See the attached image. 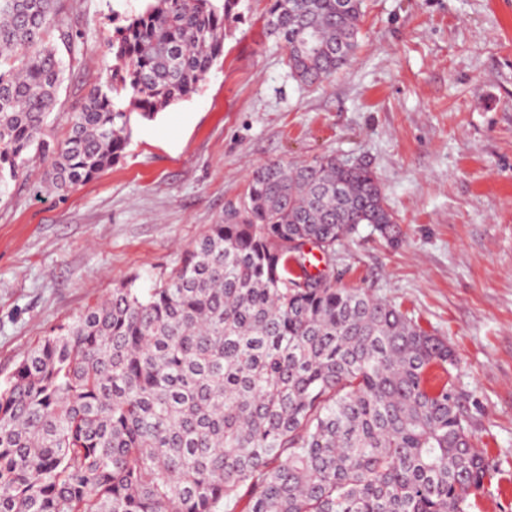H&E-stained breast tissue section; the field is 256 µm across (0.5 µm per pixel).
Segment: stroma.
Listing matches in <instances>:
<instances>
[{"instance_id": "stroma-1", "label": "stroma", "mask_w": 512, "mask_h": 512, "mask_svg": "<svg viewBox=\"0 0 512 512\" xmlns=\"http://www.w3.org/2000/svg\"><path fill=\"white\" fill-rule=\"evenodd\" d=\"M74 43L48 130L105 84L117 16L145 0H63ZM244 0L224 55L190 98L140 122L123 157L67 192L31 157L0 198V381L23 354L127 280L149 290L240 200L252 165L332 155L368 165L400 227L336 248L342 284L446 340L448 382L505 482L475 512H512V0H365L357 57L301 85Z\"/></svg>"}]
</instances>
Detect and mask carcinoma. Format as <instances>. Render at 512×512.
I'll return each instance as SVG.
<instances>
[{
	"mask_svg": "<svg viewBox=\"0 0 512 512\" xmlns=\"http://www.w3.org/2000/svg\"><path fill=\"white\" fill-rule=\"evenodd\" d=\"M63 0H0V197L35 151L58 191L124 155L133 126L193 95L241 0H148L65 139L47 132L73 30ZM364 0H270L296 80L355 56ZM397 218L368 167L254 166L238 205L147 293L112 288L0 384V512H472L501 474L431 374L448 344L310 270Z\"/></svg>",
	"mask_w": 512,
	"mask_h": 512,
	"instance_id": "cac0c4a2",
	"label": "carcinoma"
}]
</instances>
